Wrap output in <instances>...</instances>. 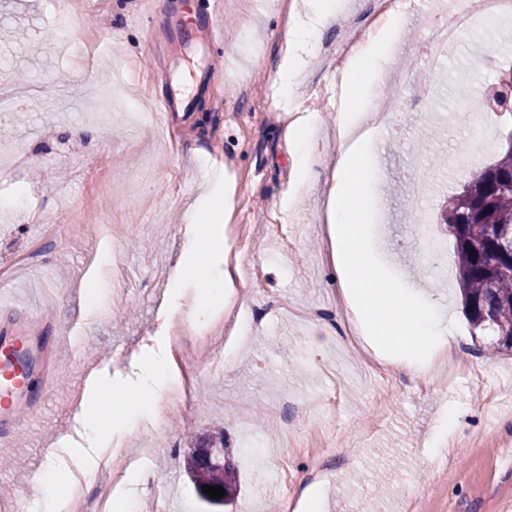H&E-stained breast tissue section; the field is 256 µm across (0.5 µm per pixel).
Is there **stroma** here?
<instances>
[{"instance_id":"stroma-1","label":"stroma","mask_w":512,"mask_h":512,"mask_svg":"<svg viewBox=\"0 0 512 512\" xmlns=\"http://www.w3.org/2000/svg\"><path fill=\"white\" fill-rule=\"evenodd\" d=\"M205 0H100L90 28L98 51L78 61L43 16L65 15L66 0H0V140L31 158L0 169V269L12 301L0 318L26 313L30 333L45 339L42 371L49 391L10 447H0V499L31 494L30 466L75 436L74 403L89 368L127 374L134 350L166 341L167 304L177 285L181 306L197 285L174 283L187 215L225 173L236 183L224 236L245 225L243 296H231L239 340L213 344L197 365L190 400L160 401L157 429L126 427L114 401L131 406L120 384L100 398L112 435L127 454L152 448L145 483L124 485L132 512H156L170 501L209 512L189 481L183 458L193 440L223 436L240 487L224 512H266L270 499L300 497L316 483L324 512H500L512 502V357L479 354L462 313L455 242L442 229L448 199L472 171L494 161L511 122L484 108L459 109L461 88L490 89L512 65V18L479 26L432 64L434 21L448 0H402L403 34L375 91L395 101L376 130L381 181L377 227L393 274L426 292L460 356L478 361V377L423 378L403 365L377 374L370 352L354 341L337 308L336 272L325 233L332 166L339 143V57L378 0H341L302 77L299 97L283 103L273 78L282 58L291 4L304 0H222L223 43L205 31ZM123 70V101L101 109L104 79ZM185 93L172 118L157 115L161 95ZM318 113L321 163L309 182L293 165L289 126L295 111ZM111 163L91 180L74 176L83 150ZM37 211L43 224L29 223ZM112 227L122 267L89 263L101 254L97 227ZM272 224L283 234L269 232ZM442 232L441 263L422 246L427 228ZM36 264L17 258L33 248ZM100 290L103 314L92 311ZM91 329L78 352L64 339ZM305 405L308 424L298 422ZM453 422L459 447L423 467L431 439Z\"/></svg>"}]
</instances>
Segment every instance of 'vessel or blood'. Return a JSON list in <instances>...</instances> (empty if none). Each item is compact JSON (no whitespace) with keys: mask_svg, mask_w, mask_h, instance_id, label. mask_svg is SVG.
<instances>
[{"mask_svg":"<svg viewBox=\"0 0 512 512\" xmlns=\"http://www.w3.org/2000/svg\"><path fill=\"white\" fill-rule=\"evenodd\" d=\"M0 444L11 443L16 432L26 426L21 409L34 395L33 364L38 350L35 339L21 335L10 322L0 323Z\"/></svg>","mask_w":512,"mask_h":512,"instance_id":"vessel-or-blood-1","label":"vessel or blood"}]
</instances>
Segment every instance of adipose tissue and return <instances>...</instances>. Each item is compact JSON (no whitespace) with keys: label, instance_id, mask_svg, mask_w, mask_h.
Here are the masks:
<instances>
[{"label":"adipose tissue","instance_id":"1","mask_svg":"<svg viewBox=\"0 0 512 512\" xmlns=\"http://www.w3.org/2000/svg\"><path fill=\"white\" fill-rule=\"evenodd\" d=\"M338 10V0H306L303 17L288 26L287 51L276 72L282 98L294 97L323 30ZM401 28V22H393L378 41L368 44L340 74L343 105L337 119L342 143L333 172L335 183L326 212V232L341 299L358 316L363 334L372 337L378 346L399 352L401 361L424 374L435 354L447 349L448 338L436 319L433 303L390 281L370 245L379 200L377 147L373 136L358 132L366 121L359 105L369 97L390 65ZM318 122L314 114L304 113L291 127L298 146L295 168L304 181L312 177L318 163L312 145ZM232 209V188L206 198L189 220L188 244L176 265L177 279L189 277L198 284L199 295L192 315L200 323L223 307L224 294L234 285L230 270L213 269L206 260L207 255L223 251L224 223ZM171 372L172 361L165 344L159 342L142 351L131 381L141 402L138 408L128 410V423H136L140 414L148 411L150 402L164 390ZM72 485L70 471L47 464L34 478L38 512H66Z\"/></svg>","mask_w":512,"mask_h":512}]
</instances>
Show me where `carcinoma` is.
<instances>
[{"mask_svg":"<svg viewBox=\"0 0 512 512\" xmlns=\"http://www.w3.org/2000/svg\"><path fill=\"white\" fill-rule=\"evenodd\" d=\"M444 223L455 238L459 286L472 335L497 336L495 352L512 353V143L450 197ZM185 469L199 498L218 508L237 490V477L206 446L191 449ZM220 486L213 499L202 487Z\"/></svg>","mask_w":512,"mask_h":512,"instance_id":"obj_1","label":"carcinoma"}]
</instances>
